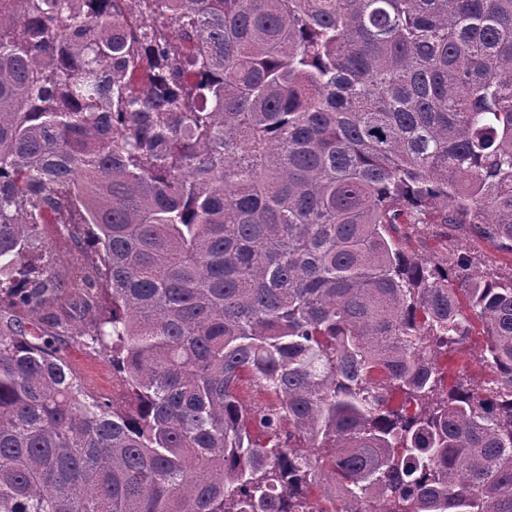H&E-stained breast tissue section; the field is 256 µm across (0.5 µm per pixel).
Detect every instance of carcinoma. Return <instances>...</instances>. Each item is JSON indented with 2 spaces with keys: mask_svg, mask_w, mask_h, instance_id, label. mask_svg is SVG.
Returning <instances> with one entry per match:
<instances>
[{
  "mask_svg": "<svg viewBox=\"0 0 512 512\" xmlns=\"http://www.w3.org/2000/svg\"><path fill=\"white\" fill-rule=\"evenodd\" d=\"M423 224L512 254V0H0V512H512V275ZM70 230L68 232L59 224H48L43 227L41 264L48 263L77 288H86V285L93 283L100 296V302L97 311L85 320V329L89 330L92 324L110 316L112 304L103 290L96 289L101 286L90 261V251L85 249L86 245L83 244L81 226H71ZM446 231L441 224H427L420 229L418 235H413L404 241L403 247L409 253L418 252V254L429 255L434 252H442L447 244L448 247L466 245L474 253L481 268L490 269L499 276L505 277H508L510 272L512 273L510 254L500 252L480 241L457 240L450 232H448L447 241ZM485 336L481 322L473 320V333L465 347L457 354L448 357V374L453 375L459 370L467 372L477 382H482L491 377L487 367L480 364L475 355L483 345ZM72 337V338H70ZM63 344L68 363L72 371L80 379L83 386L91 394L112 401L116 405H125L126 393L122 385L120 376L112 372V352L108 350L93 351L88 345H91L90 336H65ZM84 365H89L98 373V382L91 385L85 375Z\"/></svg>",
  "mask_w": 512,
  "mask_h": 512,
  "instance_id": "cac0c4a2",
  "label": "carcinoma"
}]
</instances>
